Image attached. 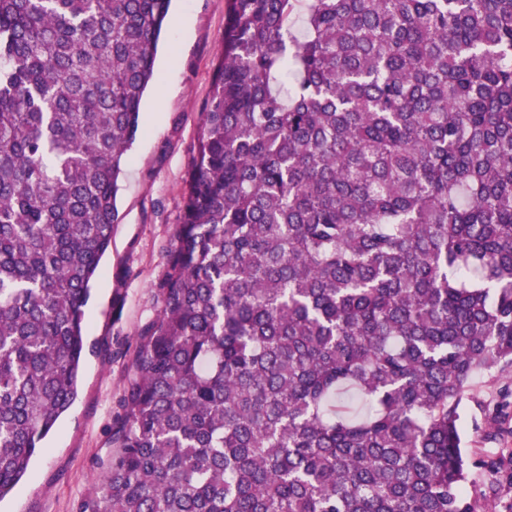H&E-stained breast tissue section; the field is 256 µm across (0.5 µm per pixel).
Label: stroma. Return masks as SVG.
<instances>
[{"label":"stroma","mask_w":512,"mask_h":512,"mask_svg":"<svg viewBox=\"0 0 512 512\" xmlns=\"http://www.w3.org/2000/svg\"><path fill=\"white\" fill-rule=\"evenodd\" d=\"M227 0H172L155 60L156 81L144 95L140 132L119 180V220L91 284L86 307L88 353L70 410L43 441L25 476L0 512H77L95 494L109 439L122 414L132 360L143 330L161 306L159 284L182 222L184 191L221 48ZM512 368L477 375L459 413L468 445L469 500L512 512V394L503 385ZM499 415L510 430L487 439V418Z\"/></svg>","instance_id":"35a3bbf8"}]
</instances>
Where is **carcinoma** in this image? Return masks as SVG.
Instances as JSON below:
<instances>
[{"mask_svg": "<svg viewBox=\"0 0 512 512\" xmlns=\"http://www.w3.org/2000/svg\"><path fill=\"white\" fill-rule=\"evenodd\" d=\"M171 0H0V499L73 404ZM229 0L100 495L78 512H475L512 367V0ZM510 376L512 381V368L500 373L477 375L459 406L461 431L469 447L472 478V483L465 485L466 495L485 508L489 502L494 506L493 512H512V464L510 458L503 457L501 452V448H512V435H505L504 445L503 442L485 439L488 415L498 414L505 420L504 427L512 430V394L503 391V385ZM492 488H498L497 495H492Z\"/></svg>", "mask_w": 512, "mask_h": 512, "instance_id": "obj_1", "label": "carcinoma"}]
</instances>
